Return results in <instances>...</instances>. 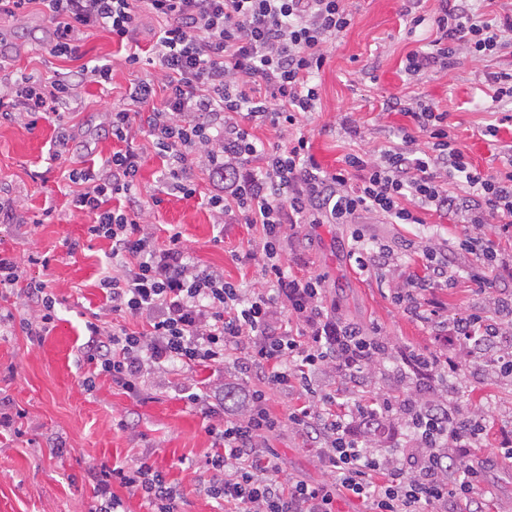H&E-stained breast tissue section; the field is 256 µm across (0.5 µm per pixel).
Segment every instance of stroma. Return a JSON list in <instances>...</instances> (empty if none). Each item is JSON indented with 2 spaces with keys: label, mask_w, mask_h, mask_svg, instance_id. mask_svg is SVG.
<instances>
[{
  "label": "stroma",
  "mask_w": 512,
  "mask_h": 512,
  "mask_svg": "<svg viewBox=\"0 0 512 512\" xmlns=\"http://www.w3.org/2000/svg\"><path fill=\"white\" fill-rule=\"evenodd\" d=\"M350 6L353 23L315 78L319 103L308 127L314 132L312 153L322 169L334 171L348 153L373 152L394 142L407 120L384 111L383 104L404 94L432 99L447 112L474 163L499 167L496 145L512 142V129L502 128L495 143L480 137L481 128L494 122L496 112L507 109L506 104L491 102L482 86L485 74L512 69V49L496 58H466L452 72L431 71L410 80L400 63L433 39L429 25L409 32L402 0H350ZM52 29L35 6L23 21L0 18V54L8 58L13 78H45L82 63L110 64L112 76L106 84L86 85L80 109L65 115L63 123L43 118L33 127L23 121L0 123V187L22 203L30 218L19 231L0 227V250L28 257L24 281L47 282L58 300L57 319L42 340L18 330H0V412L13 417L12 426L0 430V512H93L91 470L124 465L146 454L182 491L185 512H224L223 504L202 492L210 478L205 461L215 451L207 433L209 421L182 391L205 389L213 373L227 385L244 387L248 377L239 363L247 357L249 344L229 350L218 371L179 369L149 380L137 397L105 376L97 378L95 389L83 385L90 372L81 354L86 340L83 316L104 302L102 273H118L119 267L112 262L108 241L88 238L90 216L68 205L70 183L65 173L111 154L114 145L104 132L107 112L122 103L131 83L156 78L157 73L146 63H127L111 35L102 30L84 40L81 60L50 56L45 46ZM347 119L359 126V137L349 135L343 125ZM62 129L70 136L69 149L58 158L55 140ZM136 143L143 151L137 182V193L147 202L143 220L158 240H165L166 225H178L185 248L199 265L223 269L227 280L243 288H264L259 261L247 257L259 241L258 229L215 223L201 199L186 200L169 192L151 141L141 135ZM156 195L163 199L157 207L150 203ZM358 222L375 245L400 252L398 268L359 271L348 255L349 226L303 224L284 234L287 274L322 276L332 319L377 329L393 351L447 353L446 337L405 315L393 294L409 272L418 270L421 249L432 242L457 245L461 225L434 214L423 224H388L369 214L360 215ZM74 241L79 244L75 251L69 248ZM460 263L462 272L430 294L444 318L489 307L487 293L480 291L468 270V257H461ZM458 364L446 382L449 401L485 417L480 446L464 462L480 471L487 487L483 512H512V460L497 453L502 432L512 430V380L481 370L471 354L459 355ZM315 381L323 392L335 393V403L326 410L339 416L355 401L400 399L411 392L395 362L368 367L351 379L320 372ZM60 439L66 441L67 453H57L55 443ZM268 445L281 457L282 479L332 484L308 438L289 424L270 435Z\"/></svg>",
  "instance_id": "35a3bbf8"
}]
</instances>
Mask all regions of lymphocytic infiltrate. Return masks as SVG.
Segmentation results:
<instances>
[{
    "instance_id": "f902f5d3",
    "label": "lymphocytic infiltrate",
    "mask_w": 512,
    "mask_h": 512,
    "mask_svg": "<svg viewBox=\"0 0 512 512\" xmlns=\"http://www.w3.org/2000/svg\"><path fill=\"white\" fill-rule=\"evenodd\" d=\"M33 3L55 26L47 48L54 57L80 58L82 42L96 29L128 48L143 10L161 22L148 49L157 78L131 85L126 106L108 114L107 134L119 150L98 166L67 173L72 205L91 217L88 235L109 240L122 267L121 275L101 278L107 306L85 322L82 352L93 367L85 386L103 375L136 396L149 376L177 366L223 364L225 352L246 340V367L259 384L245 395V414L225 413L220 391L188 395L205 414L223 418L209 428L219 450L207 460L211 477L204 491L223 502L224 512H337L342 495L370 503L372 512H454L459 501L478 497L480 472L459 461L483 432L481 415L464 413L452 402L408 397L356 405L347 419L326 418L317 457L336 478L328 488L280 481L281 460L262 448L263 439L285 421L312 429L317 414L305 403L286 418L274 417L266 391L299 385L310 393L312 373L325 366L360 371L392 357L386 342L362 328L330 322L321 277L287 276L284 225H353L362 212L390 224H419L426 212L457 219L465 226L458 249L426 246L424 275L409 277L395 294L406 315L430 321L436 311L427 307L426 294L459 273L458 253L483 269L480 288L512 279V252L499 243L500 237L512 238V144L499 168L476 165L458 145L447 113L417 97L395 96L390 109L409 120L399 130L400 144L376 155L349 153L335 172L321 170L306 130L319 99L313 78L352 24L348 0H0V16L23 20ZM429 21L435 39L406 59L405 69L414 76L452 71L468 56L496 54L507 48L505 34L512 30V18H485L474 0H440ZM109 71L106 64H84L63 77L0 84V118H59L77 111L81 88L107 80ZM141 117L168 180L184 198L198 195L196 171L204 169L206 205L216 223L231 216L259 227L267 291L248 293L225 280L222 269L198 265L177 229L169 230L165 243L156 242L133 192L143 164L134 143ZM255 123L287 134V145L258 150ZM491 222L499 238L484 233ZM25 285L23 313L0 314V325L39 338L57 318L56 299L46 282ZM283 290L291 314L309 329L307 341L273 316L274 295ZM117 315L145 319L147 328L114 324ZM395 418L411 437L402 456L372 441V427ZM456 466L459 476L449 478ZM93 478L95 512H126L112 490L116 484L140 495L147 512H182L180 491L150 456L100 467Z\"/></svg>"
}]
</instances>
